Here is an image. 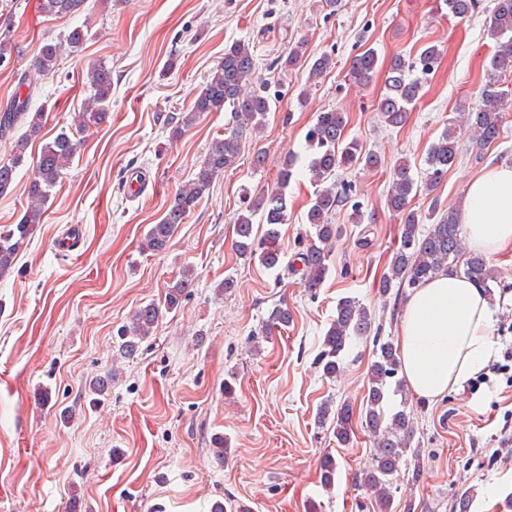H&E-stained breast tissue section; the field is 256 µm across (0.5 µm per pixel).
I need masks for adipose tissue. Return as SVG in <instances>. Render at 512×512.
I'll use <instances>...</instances> for the list:
<instances>
[{
    "instance_id": "1",
    "label": "adipose tissue",
    "mask_w": 512,
    "mask_h": 512,
    "mask_svg": "<svg viewBox=\"0 0 512 512\" xmlns=\"http://www.w3.org/2000/svg\"><path fill=\"white\" fill-rule=\"evenodd\" d=\"M462 220L471 246L492 255L512 247V165L471 179ZM489 301L464 275L444 272L411 294L397 345L405 378L424 398L460 390L492 356Z\"/></svg>"
}]
</instances>
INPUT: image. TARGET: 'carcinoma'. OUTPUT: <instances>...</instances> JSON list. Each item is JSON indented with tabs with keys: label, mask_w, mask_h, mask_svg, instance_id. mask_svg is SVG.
<instances>
[{
	"label": "carcinoma",
	"mask_w": 512,
	"mask_h": 512,
	"mask_svg": "<svg viewBox=\"0 0 512 512\" xmlns=\"http://www.w3.org/2000/svg\"><path fill=\"white\" fill-rule=\"evenodd\" d=\"M85 4L86 0L40 2L42 12L55 17L79 15L85 10ZM444 4L453 15L468 17L475 11L477 0H444ZM488 34L496 41L497 50L491 61L493 73L481 88V105L459 113L460 123L446 127L430 146L426 157L427 185L430 187L456 163L461 132L470 133L471 139L479 146L488 145L499 136L503 101L508 92L501 89L498 73L512 67V0H495ZM86 39L83 27L77 26L63 39L43 43L33 56L31 70L49 74L55 70L63 47H68L71 53L78 52ZM440 57L441 51L435 45L426 47L412 60L400 54L392 56L385 70V92L377 104V111L385 123L397 127L405 122L408 112L420 99L424 81L438 66ZM301 60V47L297 46L287 56L279 58L276 66L286 74ZM255 67L249 45L241 41L231 44L224 49V57L211 70L190 106L171 117L172 134L178 135L207 112L230 111L224 137L212 141L195 177L176 191L165 217L150 225L141 242V252L158 253L167 247L177 225L209 193L213 180L236 164L243 148V135L265 127L272 96L268 86L251 85L250 77ZM377 70V53L368 49L354 57L349 75L354 82L365 84L372 80ZM87 84L92 94L83 111L78 113L74 131L68 133L63 130L41 147L34 176L28 184L23 215L18 223L0 227L1 280L13 273L19 252L41 223L52 190L61 182L63 168L80 150L81 140L75 137L74 132L101 125L110 117L112 69L102 63L91 64L87 71ZM24 86L29 92L15 94L9 107L0 113V137L9 134L18 121L27 120V129L13 141L9 158L0 161V196L11 192L16 171L26 163L29 145L41 134L43 127V112L29 111L32 85L26 74L19 81V87ZM346 126L345 113L336 110L320 112L306 134V147L310 151L307 167L313 181L319 185L307 212V221L314 229V243L301 256L304 283L311 291L321 287L329 273L327 246L338 236V229L328 222V216L348 204L355 211L359 208V204L351 202L347 189L338 190L336 183L327 186L325 182L344 165L361 163L366 168L376 169L382 164L377 153L362 151L353 139L344 140ZM297 162L296 155L284 157L280 161L274 187L258 194L238 211L234 221L235 248L241 258L256 259L268 269L281 267L280 226L288 221L286 190ZM417 191L418 183L409 168L404 164L398 166L391 176L387 206L401 216L402 232L389 270L379 281L381 294L401 297L406 291L451 269L452 262L462 256L465 257L463 274L486 293H491L492 284L498 280L495 268L485 255L466 252L458 213L452 210L444 212L427 231L420 230L418 212L411 207ZM257 222L266 225L260 237L254 233ZM192 282L190 274H182L166 287L163 303L139 307L128 317L118 331L120 357L131 358L138 352L163 313H171L181 306ZM373 323L371 312L358 299L341 298L336 306V318L324 336L318 366L324 377L335 378L341 372V356L351 344L374 336V360L369 367V387L363 403L365 426L374 439L376 454L373 468L360 478V485L374 494L382 512H389L390 488L401 464L410 458L419 461V453L418 449L410 446L414 434V421L410 416L404 411L385 416L383 402L387 384L402 371V364L398 347L392 341H383L381 336L373 334ZM352 418V405L345 401L336 406L325 403L317 413L318 423L330 424L337 442L342 445L351 441ZM336 469V459L331 455L324 456L320 463L322 486L327 489L333 487Z\"/></svg>",
	"instance_id": "carcinoma-1"
}]
</instances>
